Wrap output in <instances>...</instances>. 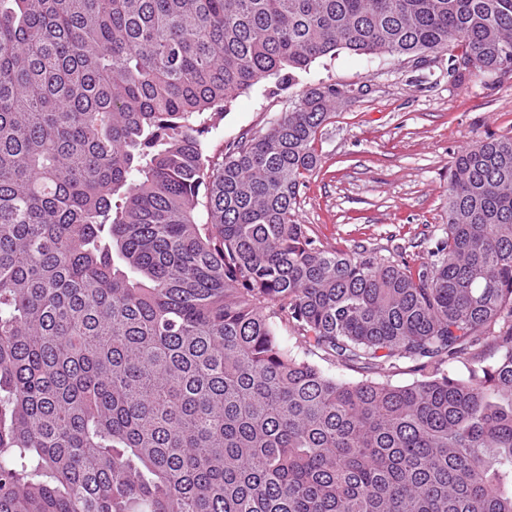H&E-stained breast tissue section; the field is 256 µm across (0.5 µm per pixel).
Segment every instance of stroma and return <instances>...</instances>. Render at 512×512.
I'll return each instance as SVG.
<instances>
[{
    "label": "stroma",
    "mask_w": 512,
    "mask_h": 512,
    "mask_svg": "<svg viewBox=\"0 0 512 512\" xmlns=\"http://www.w3.org/2000/svg\"><path fill=\"white\" fill-rule=\"evenodd\" d=\"M319 80L353 85L360 95L316 143L322 163L300 199V222L341 253L367 248L426 261L431 238L446 222L454 153L485 132L512 130V75L456 80L444 57L416 63L384 56L369 64L341 50L298 73L293 87L277 88L271 78L239 96L208 133V153L264 131L300 86Z\"/></svg>",
    "instance_id": "1"
}]
</instances>
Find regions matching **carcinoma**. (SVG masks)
I'll return each instance as SVG.
<instances>
[{"mask_svg": "<svg viewBox=\"0 0 512 512\" xmlns=\"http://www.w3.org/2000/svg\"><path fill=\"white\" fill-rule=\"evenodd\" d=\"M341 49L507 75L512 0H0V512H512V131L455 154L418 265L299 221L361 90L207 153ZM479 358H477L476 363L471 359H458V361H449L448 364L444 366V370L451 377L456 378H467L469 375V371L473 367H477V361L480 360L482 365L492 364L499 356V351L494 344H488L483 347L481 351H479ZM410 366L412 364H402L400 369L393 370L392 372L382 371L380 374H370L368 376L380 381H389L393 385H404L422 378V372L413 371V368H410Z\"/></svg>", "mask_w": 512, "mask_h": 512, "instance_id": "1", "label": "carcinoma"}]
</instances>
